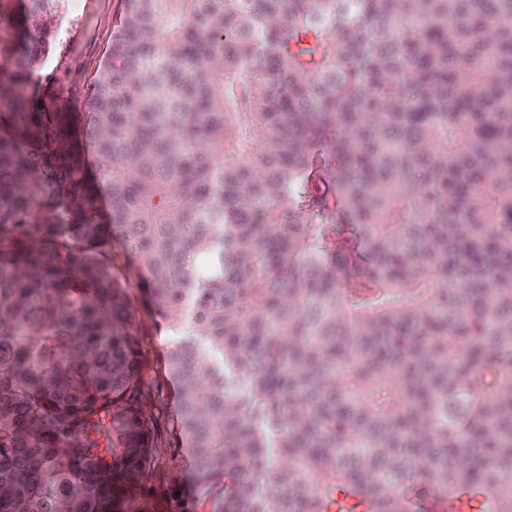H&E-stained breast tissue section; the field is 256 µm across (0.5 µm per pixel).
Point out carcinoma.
Here are the masks:
<instances>
[{
	"mask_svg": "<svg viewBox=\"0 0 512 512\" xmlns=\"http://www.w3.org/2000/svg\"><path fill=\"white\" fill-rule=\"evenodd\" d=\"M61 3L0 0V512H149L114 239L209 512H512V0H128L44 112Z\"/></svg>",
	"mask_w": 512,
	"mask_h": 512,
	"instance_id": "carcinoma-1",
	"label": "carcinoma"
}]
</instances>
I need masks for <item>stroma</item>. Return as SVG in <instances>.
I'll use <instances>...</instances> for the list:
<instances>
[{
	"mask_svg": "<svg viewBox=\"0 0 512 512\" xmlns=\"http://www.w3.org/2000/svg\"><path fill=\"white\" fill-rule=\"evenodd\" d=\"M125 12L126 0H66L56 17V41L33 83L34 97L43 111H85L98 71L110 53L112 37ZM112 263L130 285L135 321L149 364L145 375L149 403L156 415L154 476L142 495L151 512H174L176 501H194L195 493L189 479L190 452L175 444V383L169 378L166 366L173 336L160 323L138 273L137 261L117 240L112 243Z\"/></svg>",
	"mask_w": 512,
	"mask_h": 512,
	"instance_id": "35a3bbf8",
	"label": "stroma"
}]
</instances>
